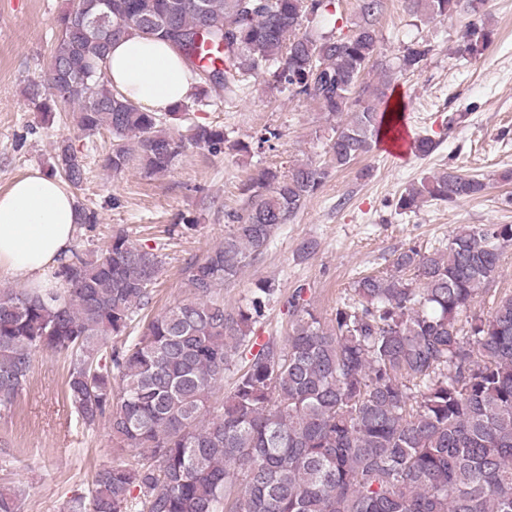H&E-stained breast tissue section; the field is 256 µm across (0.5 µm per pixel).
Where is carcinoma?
<instances>
[{"label":"carcinoma","mask_w":512,"mask_h":512,"mask_svg":"<svg viewBox=\"0 0 512 512\" xmlns=\"http://www.w3.org/2000/svg\"><path fill=\"white\" fill-rule=\"evenodd\" d=\"M481 0H408L430 19L468 15L463 51L481 54L493 35ZM331 0H74L58 19L52 58L68 70L32 80L36 111L70 107L84 135L112 134L104 165L170 171L186 144L219 152L224 128L190 124L180 103L151 112L109 85L113 42L135 31L168 43L200 91L232 101L245 77L309 100L332 122L324 159L282 172L264 167L240 186L224 239L182 269L189 297L123 336L153 300L161 248L123 230L89 257L76 249L41 294L0 290V408L16 402L35 353L70 357L66 395L79 420L108 422L122 448L144 457L99 468L89 512H512V295L469 314L512 244V224L459 227L443 249L394 253L392 272L353 284L355 300L324 321L297 287L282 298L274 279L254 283L238 306L224 285L260 258L331 177L399 133L402 108L388 91L432 52L412 40L381 52L385 0H357L347 33ZM54 170L80 188L87 169L69 139ZM487 184L448 168L408 187L394 203L417 213L429 200L453 205ZM286 308L279 334L256 325ZM466 319H461V316ZM230 391L218 392L225 378ZM0 512H21L20 494L0 489Z\"/></svg>","instance_id":"1"}]
</instances>
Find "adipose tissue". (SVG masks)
<instances>
[{"instance_id": "obj_1", "label": "adipose tissue", "mask_w": 512, "mask_h": 512, "mask_svg": "<svg viewBox=\"0 0 512 512\" xmlns=\"http://www.w3.org/2000/svg\"><path fill=\"white\" fill-rule=\"evenodd\" d=\"M111 87L156 112L187 100L194 83L169 45L133 34L114 42L105 63ZM79 214L66 184L33 169L0 192V272L42 291L67 257Z\"/></svg>"}]
</instances>
